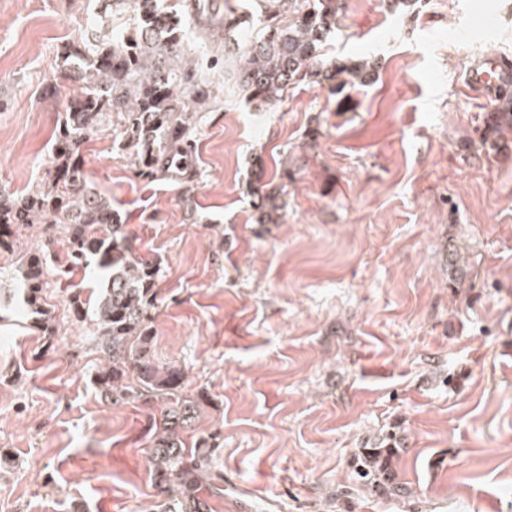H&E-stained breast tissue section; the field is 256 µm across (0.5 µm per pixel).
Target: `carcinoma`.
I'll return each mask as SVG.
<instances>
[{
  "mask_svg": "<svg viewBox=\"0 0 512 512\" xmlns=\"http://www.w3.org/2000/svg\"><path fill=\"white\" fill-rule=\"evenodd\" d=\"M341 0H249L224 14V60L236 58L242 90L251 101L273 104L290 85L317 82L347 101L343 93L375 77L378 63L336 58L326 64L323 50L336 29ZM129 12L127 28L112 27V12ZM260 25V35L240 47ZM185 18L180 0H106L85 34L65 48L61 78L80 86L67 99L56 133L52 171L38 190L15 199L0 198V224H47L67 241L65 264L50 269L47 257L27 260L22 280L28 305L38 315L35 327L48 329L40 308L49 276L65 282L76 270L95 265L103 289L95 304L94 342L104 355L95 385L112 404L161 403L166 411L150 441L156 512H210L208 499L217 488L208 469L213 451L206 440L185 448L183 433L201 410L204 397L188 396L186 375L150 357V307L156 264L138 258L127 242L119 215L104 193L92 187L82 149L93 134L117 119L121 129L114 148L155 178L191 150L196 115L210 90L194 83L193 53L185 46ZM486 130H512L511 112H491ZM281 189L255 186L262 217L281 209ZM392 438L356 456L355 480L373 492L399 490L392 459Z\"/></svg>",
  "mask_w": 512,
  "mask_h": 512,
  "instance_id": "cac0c4a2",
  "label": "carcinoma"
}]
</instances>
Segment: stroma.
<instances>
[{"instance_id": "35a3bbf8", "label": "stroma", "mask_w": 512, "mask_h": 512, "mask_svg": "<svg viewBox=\"0 0 512 512\" xmlns=\"http://www.w3.org/2000/svg\"><path fill=\"white\" fill-rule=\"evenodd\" d=\"M98 8L0 0V194L45 182L77 91L60 53ZM489 14L494 32L462 38ZM186 23L216 95L194 167L139 176L111 126L82 156L157 264L154 361L206 395L184 440L214 446L211 512H512V132L484 144L499 103L463 84L478 60L512 54V0H344L324 62H379L344 112L316 83L250 101L211 64L223 33ZM259 182L282 189L270 223L248 192ZM46 251L66 259L42 224L0 248V512H152L160 410L97 393L92 271L48 282L49 329L32 327L20 269ZM390 434L400 492L354 489L358 450Z\"/></svg>"}]
</instances>
